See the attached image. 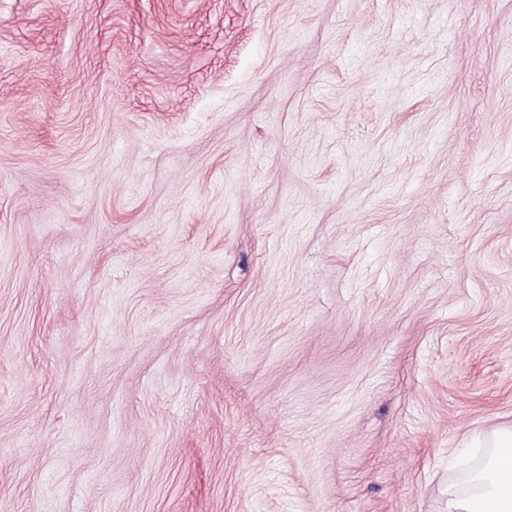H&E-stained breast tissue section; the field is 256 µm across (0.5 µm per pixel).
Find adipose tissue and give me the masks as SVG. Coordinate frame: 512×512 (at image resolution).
Masks as SVG:
<instances>
[{
	"label": "adipose tissue",
	"instance_id": "1",
	"mask_svg": "<svg viewBox=\"0 0 512 512\" xmlns=\"http://www.w3.org/2000/svg\"><path fill=\"white\" fill-rule=\"evenodd\" d=\"M496 453L469 477L470 489L449 490L446 512H512V427L493 432Z\"/></svg>",
	"mask_w": 512,
	"mask_h": 512
}]
</instances>
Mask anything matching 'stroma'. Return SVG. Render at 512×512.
<instances>
[{
	"instance_id": "1",
	"label": "stroma",
	"mask_w": 512,
	"mask_h": 512,
	"mask_svg": "<svg viewBox=\"0 0 512 512\" xmlns=\"http://www.w3.org/2000/svg\"><path fill=\"white\" fill-rule=\"evenodd\" d=\"M512 425V0H0V512H445Z\"/></svg>"
}]
</instances>
